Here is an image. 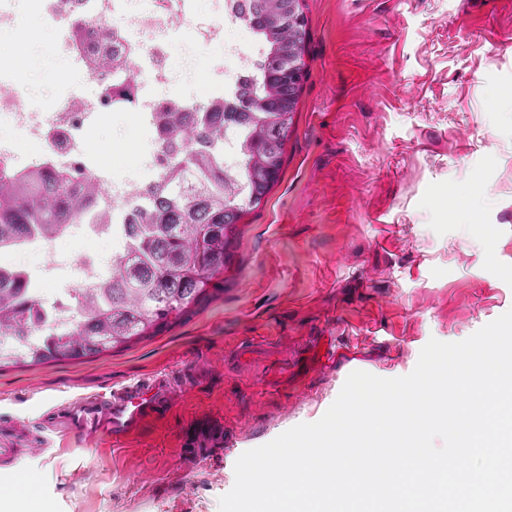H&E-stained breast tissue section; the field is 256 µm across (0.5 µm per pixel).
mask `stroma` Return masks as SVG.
<instances>
[{
    "label": "stroma",
    "mask_w": 512,
    "mask_h": 512,
    "mask_svg": "<svg viewBox=\"0 0 512 512\" xmlns=\"http://www.w3.org/2000/svg\"><path fill=\"white\" fill-rule=\"evenodd\" d=\"M309 38L280 178L233 232L209 296L102 356L0 370V491L37 475L38 512H219L246 451L318 421L347 377L410 374L512 309V0H303ZM14 79L46 109L90 81L58 68L56 30L15 0ZM219 52L171 48L172 91L206 96ZM135 113L97 127L93 162L138 177ZM194 369L169 411L116 450L46 430L50 408ZM221 423L224 453L187 463L183 434Z\"/></svg>",
    "instance_id": "stroma-1"
}]
</instances>
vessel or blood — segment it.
<instances>
[{
	"label": "vessel or blood",
	"mask_w": 512,
	"mask_h": 512,
	"mask_svg": "<svg viewBox=\"0 0 512 512\" xmlns=\"http://www.w3.org/2000/svg\"><path fill=\"white\" fill-rule=\"evenodd\" d=\"M179 390L173 379L159 376L85 396L61 409L51 429L68 438L89 443L104 439L119 447L146 420L166 412ZM223 444L222 431L201 419L193 437L185 442L184 453L190 461L198 462L214 456Z\"/></svg>",
	"instance_id": "vessel-or-blood-1"
}]
</instances>
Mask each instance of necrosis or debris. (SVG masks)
<instances>
[{
    "label": "necrosis or debris",
    "instance_id": "1",
    "mask_svg": "<svg viewBox=\"0 0 512 512\" xmlns=\"http://www.w3.org/2000/svg\"><path fill=\"white\" fill-rule=\"evenodd\" d=\"M41 15L59 31L56 49L70 65L85 75L93 93L70 91L62 94L44 112L21 103L16 86L0 82V122L13 125L29 145L28 164L59 170H81L90 183L103 185L105 193L86 212L75 232L91 239H111L116 225L132 223L136 213L150 200L149 190L165 172L168 158L153 153L144 175L116 181L105 164L89 166L87 155L95 125L112 111L137 113L152 141H159L165 113L203 112L214 103H235L239 83L251 76L261 57V46L250 42L239 48L228 41L226 32L238 26L235 0H211L210 17H200L197 0H151V6L135 18L126 15L127 0H35ZM190 32L202 47H221L224 61L215 65L210 78L213 90L198 99L167 92L173 39ZM135 78L132 101L112 96L113 84ZM20 248L0 252V275L23 273L36 289L51 326L69 316L67 296L72 289L90 288L106 274L98 253L89 252L76 263V275L62 277L68 260L61 255L39 267L20 261Z\"/></svg>",
    "mask_w": 512,
    "mask_h": 512
}]
</instances>
